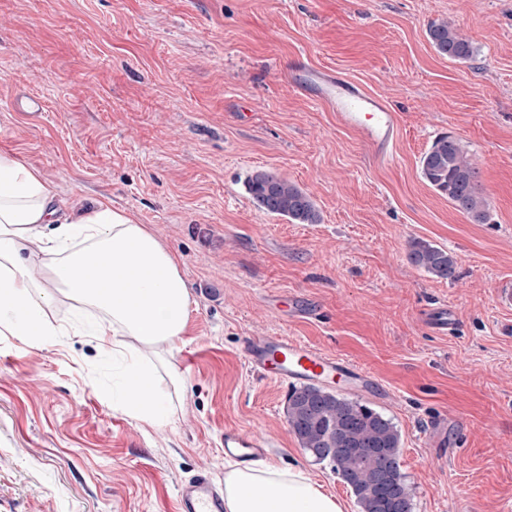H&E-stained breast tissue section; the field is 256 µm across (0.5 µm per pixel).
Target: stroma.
<instances>
[{
	"mask_svg": "<svg viewBox=\"0 0 512 512\" xmlns=\"http://www.w3.org/2000/svg\"><path fill=\"white\" fill-rule=\"evenodd\" d=\"M451 22L474 57L439 55ZM344 70L401 114L379 163L294 87L297 57ZM455 137L490 219L472 223L422 180ZM0 150L42 170L67 205L108 197L179 259L190 293L172 362L186 378L169 424L110 399L119 364L83 337L28 346L0 333V512H173L179 486L224 483V430L268 438L359 512L300 448L288 384L254 374L244 336H291L370 369L391 399L414 512H512V0H0ZM271 169L321 220L260 210L245 183ZM420 237L456 277L411 264ZM448 304V334L428 311ZM450 423L435 435L439 416ZM430 329L437 334H448L455 328V316L447 305H440L426 314Z\"/></svg>",
	"mask_w": 512,
	"mask_h": 512,
	"instance_id": "stroma-1",
	"label": "stroma"
}]
</instances>
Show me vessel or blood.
I'll use <instances>...</instances> for the list:
<instances>
[{
    "mask_svg": "<svg viewBox=\"0 0 512 512\" xmlns=\"http://www.w3.org/2000/svg\"><path fill=\"white\" fill-rule=\"evenodd\" d=\"M290 77L307 97L336 115L338 125L355 135L372 155L389 161L399 142L400 114L379 94L347 73L314 64L295 62ZM430 329L448 334L455 328L451 308L438 306L427 313ZM241 351L251 369L263 377L289 384L340 385L351 391L387 397L381 382L367 369L288 336H247ZM265 437L229 428L224 432V453L241 464L263 458ZM178 512H224V496L208 474L197 475L178 495Z\"/></svg>",
    "mask_w": 512,
    "mask_h": 512,
    "instance_id": "1",
    "label": "vessel or blood"
}]
</instances>
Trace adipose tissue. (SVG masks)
Here are the masks:
<instances>
[{"instance_id":"obj_1","label":"adipose tissue","mask_w":512,"mask_h":512,"mask_svg":"<svg viewBox=\"0 0 512 512\" xmlns=\"http://www.w3.org/2000/svg\"><path fill=\"white\" fill-rule=\"evenodd\" d=\"M43 268V280L29 273ZM99 312L79 328L122 364L115 407L169 423L184 377L164 354L188 322L189 291L172 252L136 216L102 198L61 212L43 172L0 150V329L29 345L56 335L46 315L56 296ZM224 512H343L335 495L297 466L224 467Z\"/></svg>"}]
</instances>
